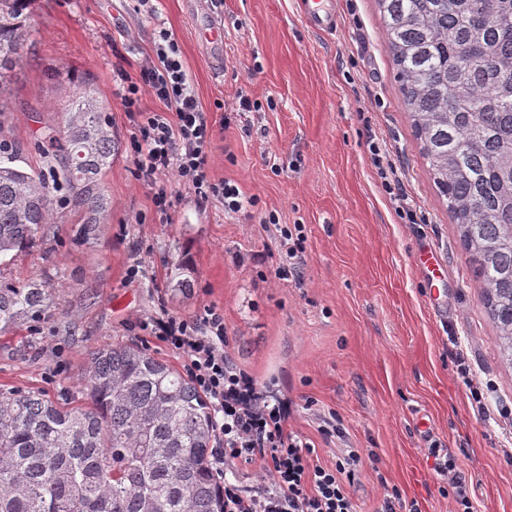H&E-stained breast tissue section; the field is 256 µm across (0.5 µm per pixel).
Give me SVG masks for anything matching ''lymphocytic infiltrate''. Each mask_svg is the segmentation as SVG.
Returning <instances> with one entry per match:
<instances>
[{"label": "lymphocytic infiltrate", "instance_id": "1", "mask_svg": "<svg viewBox=\"0 0 512 512\" xmlns=\"http://www.w3.org/2000/svg\"><path fill=\"white\" fill-rule=\"evenodd\" d=\"M144 90L159 101L157 110L141 111L139 94ZM121 100L132 128L135 175L154 185L152 202L162 219H170L177 204L163 181L170 173L198 205L216 198L233 213L256 205V198L241 194L236 184L212 178L209 153L215 124L200 107L179 45L167 31H160L153 59L142 66L138 80L124 87ZM278 226L275 274L281 279L300 276L303 227ZM140 327L182 357L187 377L210 400L215 476L224 493V512H356L350 488L358 479V452L349 451L331 466L320 462L314 442L292 429L288 402L268 399L257 380L233 362L224 315L216 307L192 316L164 310ZM428 455L435 471L448 480L454 512H475L455 456L437 447ZM240 463L256 466L262 480L246 485L227 479V472Z\"/></svg>", "mask_w": 512, "mask_h": 512}]
</instances>
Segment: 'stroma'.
<instances>
[{
    "instance_id": "obj_1",
    "label": "stroma",
    "mask_w": 512,
    "mask_h": 512,
    "mask_svg": "<svg viewBox=\"0 0 512 512\" xmlns=\"http://www.w3.org/2000/svg\"><path fill=\"white\" fill-rule=\"evenodd\" d=\"M333 2L337 25L327 34L307 27L299 0H149L138 13L130 0H35L0 140L22 147L20 166H41L37 142L60 125L75 80L86 78L118 151L104 177L108 220L95 239L73 241L69 214L0 265L1 283L45 281L60 302L39 333L0 335V390L58 397L91 350L117 342L182 367L138 321L162 307L189 316L213 306L232 360L267 394L299 404L292 426L320 461L358 449V512H376L393 486L420 512H453L427 457L434 443L457 456L477 512H512V424L493 410L477 416L451 353L462 343L473 379L493 380L501 401L512 402V367L500 361L480 284L404 110L376 2ZM162 30L178 42L205 112L222 118L221 103L240 90L260 105L218 128L210 156L214 179L257 197L247 211L197 207L170 174L164 182L181 202L162 224L151 186L134 176L116 75L138 77ZM373 141L396 169L409 213L391 203ZM271 212L304 227L300 279L274 275ZM424 248L446 269L435 289L418 264ZM135 263L144 273L132 279ZM184 279L190 292L177 288ZM329 411L343 438L318 433Z\"/></svg>"
}]
</instances>
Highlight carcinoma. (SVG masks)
<instances>
[{
  "label": "carcinoma",
  "instance_id": "carcinoma-1",
  "mask_svg": "<svg viewBox=\"0 0 512 512\" xmlns=\"http://www.w3.org/2000/svg\"><path fill=\"white\" fill-rule=\"evenodd\" d=\"M34 0H0V93L29 41ZM411 126L457 224L500 360L512 366V0H376ZM43 165L0 147V262L33 243L54 206L78 214L75 237L97 235L103 176L117 143L89 81ZM54 289L0 284V333L39 323ZM206 396L133 343L91 351L79 389L0 392V512H224L211 463Z\"/></svg>",
  "mask_w": 512,
  "mask_h": 512
}]
</instances>
